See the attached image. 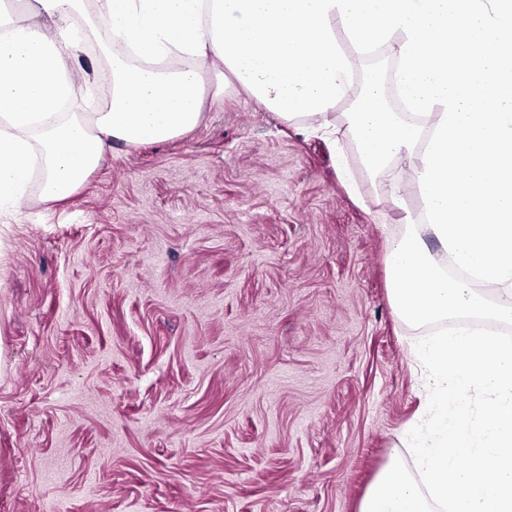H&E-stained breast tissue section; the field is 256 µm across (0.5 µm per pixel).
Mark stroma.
<instances>
[{
  "mask_svg": "<svg viewBox=\"0 0 512 512\" xmlns=\"http://www.w3.org/2000/svg\"><path fill=\"white\" fill-rule=\"evenodd\" d=\"M75 79L105 106V63ZM351 196L311 121L208 69L177 138L113 143L64 202L0 219V512H357L426 410L386 246L403 167ZM400 185V199L388 190Z\"/></svg>",
  "mask_w": 512,
  "mask_h": 512,
  "instance_id": "stroma-1",
  "label": "stroma"
}]
</instances>
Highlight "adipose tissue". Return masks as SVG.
<instances>
[{"instance_id": "obj_1", "label": "adipose tissue", "mask_w": 512, "mask_h": 512, "mask_svg": "<svg viewBox=\"0 0 512 512\" xmlns=\"http://www.w3.org/2000/svg\"><path fill=\"white\" fill-rule=\"evenodd\" d=\"M103 29L110 100L65 111L87 92L69 65ZM391 40V79H357L350 47ZM168 55L187 62L159 66ZM208 64L288 119L324 121L348 104L366 168L408 164L420 191L425 217H404L386 260L399 315L447 326L421 353L431 419L414 445L417 472L391 460L359 512H512V340L467 325L512 322V307L479 291L512 294V0H28L24 15L1 10L0 212L34 181L44 200L66 199L113 141L137 147L194 129Z\"/></svg>"}]
</instances>
